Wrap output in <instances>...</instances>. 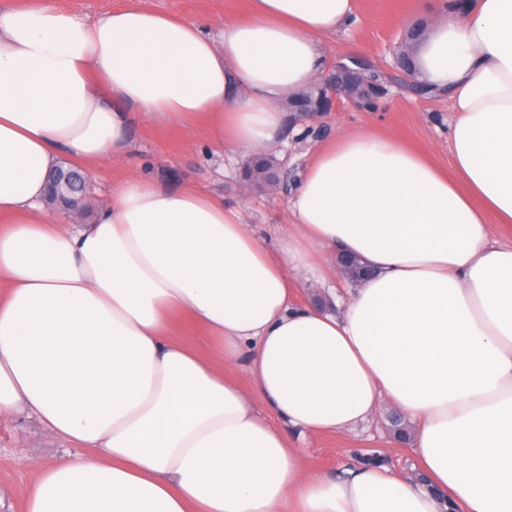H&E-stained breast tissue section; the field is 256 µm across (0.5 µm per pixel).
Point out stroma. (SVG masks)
<instances>
[{"label":"stroma","instance_id":"obj_1","mask_svg":"<svg viewBox=\"0 0 512 512\" xmlns=\"http://www.w3.org/2000/svg\"><path fill=\"white\" fill-rule=\"evenodd\" d=\"M146 5L199 20L242 18L248 11V0H146ZM354 9L357 24L325 42L327 65L348 56L388 64L409 20L420 19L422 0H354ZM450 115L447 99L419 97L395 87L373 112L347 105L329 112H286L270 152L294 179L318 144L348 131H368L396 136L447 169L451 166ZM130 140L126 156L112 160L88 178L95 206L110 204L123 181L140 173L173 187L189 181L223 196L226 203L243 208L246 223L266 243H273L289 224L286 197L246 191L239 179V162L218 156L216 147L194 125H173L147 117L132 129ZM390 410V405H383L351 432L309 434L299 439L297 445L303 449L310 470L336 475L353 463L356 450L370 448L387 458L396 475L408 477L414 460L404 446L393 443L387 417ZM75 451L74 445L53 436L35 418L1 416L0 512H22L35 480L31 459L49 464Z\"/></svg>","mask_w":512,"mask_h":512}]
</instances>
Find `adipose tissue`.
<instances>
[{"label":"adipose tissue","instance_id":"ef3b65f1","mask_svg":"<svg viewBox=\"0 0 512 512\" xmlns=\"http://www.w3.org/2000/svg\"><path fill=\"white\" fill-rule=\"evenodd\" d=\"M427 7L443 19L416 59L450 102V171L388 135L321 143L272 249L240 207L141 175L65 224L48 175L122 157L145 115L264 152L353 0H250L213 24L142 0L0 9V415L85 450L37 465L24 512H512V242L490 240L512 224V0ZM340 251L373 271L343 313L297 301ZM241 359L245 384L225 370ZM385 402L415 421L430 489L309 470L292 431H347ZM62 7L82 13L85 16L92 17L95 14L121 7L124 0H54Z\"/></svg>","mask_w":512,"mask_h":512}]
</instances>
